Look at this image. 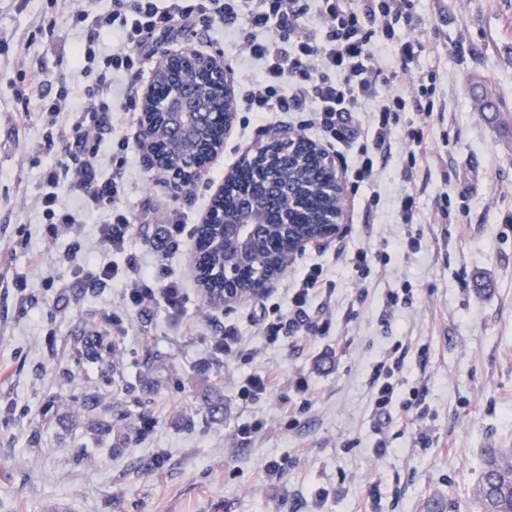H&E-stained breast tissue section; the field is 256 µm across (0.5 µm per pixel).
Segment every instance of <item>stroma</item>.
<instances>
[{
	"instance_id": "35a3bbf8",
	"label": "stroma",
	"mask_w": 512,
	"mask_h": 512,
	"mask_svg": "<svg viewBox=\"0 0 512 512\" xmlns=\"http://www.w3.org/2000/svg\"><path fill=\"white\" fill-rule=\"evenodd\" d=\"M111 8L112 0H0V512H358L375 484L378 512H427L433 499L473 512L485 449L512 448V0H414L411 33L425 52L405 72L388 50L379 59L383 79L406 92L439 67L447 109L434 117L419 169H404L396 142L371 187L344 194L347 232L307 247L264 297L230 308L201 289L193 231L225 172L265 135L257 124H236L185 196L148 164L139 113L96 130L102 170L122 174L131 221L120 274L106 288L91 287L71 260L98 251L101 217L55 239L45 233L36 199L65 152L47 145L36 114L18 111L14 92L38 76L47 92L64 86L72 105L87 103L73 63L83 39L74 15ZM50 18L51 35L41 29ZM245 31L242 23L174 31L153 45L139 76H114L115 101L146 85L157 53L187 44L258 76ZM122 137L131 144L121 154ZM373 191L380 200L365 209ZM407 193L416 199L410 224L399 218ZM175 218L188 232L159 246L161 226ZM411 238L417 248L407 247ZM359 250L375 256L363 280L348 263ZM313 263L335 285L329 333L302 349L288 332L268 343L260 310L286 306L287 288ZM162 265L189 290L177 324L162 305L138 313L122 301L129 267ZM404 288L412 304L386 312V294ZM229 325L253 362L211 359V337ZM101 327L117 346L108 373L82 342ZM400 344L409 348L401 390L426 384V410L398 404L382 422L370 368ZM259 369L276 371L279 389L242 402L244 379ZM297 376L311 404L291 427L280 408ZM102 420L111 434H100ZM253 422L261 430L240 438L238 427ZM280 458L284 475L270 482L265 466Z\"/></svg>"
}]
</instances>
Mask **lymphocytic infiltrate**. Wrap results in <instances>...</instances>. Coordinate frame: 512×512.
I'll list each match as a JSON object with an SVG mask.
<instances>
[{
	"instance_id": "lymphocytic-infiltrate-1",
	"label": "lymphocytic infiltrate",
	"mask_w": 512,
	"mask_h": 512,
	"mask_svg": "<svg viewBox=\"0 0 512 512\" xmlns=\"http://www.w3.org/2000/svg\"><path fill=\"white\" fill-rule=\"evenodd\" d=\"M313 10L322 21L318 34L305 29ZM75 20L84 26L76 63L93 80L87 90L90 104L72 109L70 124L61 126L56 116L69 107L67 93L48 101L42 80L34 77L16 91L15 98L20 111L36 113L54 127L57 141L68 149V161L49 173L38 199L47 219V234L53 237L73 231L80 222L60 200L59 190L65 187L78 194L89 211L105 215L100 238L112 253L124 251L130 228L119 212L125 185L99 179L91 137L101 123L118 125L122 115L135 110L138 92L132 85L123 104L114 106L112 79L119 73H141L148 58L147 43L154 36L167 35L178 26L189 30L246 21L251 33L245 44L259 62L261 74L243 78L244 111L266 125L282 122L291 112L307 113L302 129L322 132L336 147L353 152L352 186L356 189L370 184L381 163L391 156L395 131L403 133L406 167L415 168L428 149L434 113L445 109L435 84L425 80H418L408 93L381 86L378 47L388 48L403 71L425 49L420 38L400 33L401 28L413 25L412 0H112L111 12L84 10ZM105 31L118 39V48L109 52L102 48ZM333 292L322 267L310 265L288 291L289 320L307 323L310 334H325L332 324L328 299ZM316 294L324 295L327 302L312 322L306 306ZM123 298L140 311L163 304L177 320L189 293L165 270L149 274L132 269L125 276ZM403 366L404 353L397 349L384 352L373 365L370 387L376 414H389L396 402Z\"/></svg>"
}]
</instances>
